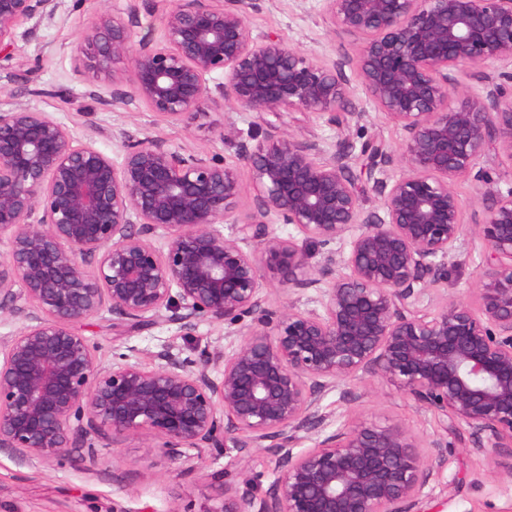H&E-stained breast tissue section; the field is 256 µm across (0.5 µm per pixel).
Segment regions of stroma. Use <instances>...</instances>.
<instances>
[{
	"instance_id": "stroma-1",
	"label": "stroma",
	"mask_w": 512,
	"mask_h": 512,
	"mask_svg": "<svg viewBox=\"0 0 512 512\" xmlns=\"http://www.w3.org/2000/svg\"><path fill=\"white\" fill-rule=\"evenodd\" d=\"M55 22L30 28L18 27L13 53L34 70L33 83H25L10 62H0V108L22 104L50 113L63 123L78 142L96 146L119 157L121 132L148 136L172 149L217 153L234 159L236 148L215 137L225 122H234L242 133L257 131L264 117L257 112L232 108L224 101L208 103L190 127L156 119L137 105L113 103L107 82L77 68L74 49L85 34L94 8L93 0H60ZM174 0H108L107 10L118 18H132L138 34L160 37ZM136 14H129V5ZM254 32H275L291 46L329 57H355L358 41L339 32L326 13L323 0H254L246 13ZM351 89L349 112L341 127L322 118H305L286 112L281 124L301 130L322 143L345 138L361 143L369 138L398 148L403 132L365 95L354 67L345 69ZM477 175L459 179L466 223L478 217L472 201L483 188L479 175L491 177L494 188L512 187V162L497 143H489L477 166ZM84 336L101 346L106 356H129L144 364L156 353L171 348L180 358L199 360L202 354H221L238 339L224 333L223 325L200 322L190 332L162 322L144 331L119 324L112 314L88 319L80 328ZM348 398L339 391L327 393L324 412L345 423L358 416L401 421L423 436L438 429L435 417L407 400L393 387L356 377L345 385ZM448 464L433 484L426 512H512V479L491 476L482 457L473 450L468 431L448 436ZM157 440L141 432L124 438L117 446L98 449L95 458L79 460L69 454L47 463L31 462L15 452H0V512H204L221 504L225 484L240 483L236 451L216 455L202 452L188 461H172L156 447Z\"/></svg>"
}]
</instances>
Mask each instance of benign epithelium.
Here are the masks:
<instances>
[{"label":"benign epithelium","instance_id":"7a95c632","mask_svg":"<svg viewBox=\"0 0 512 512\" xmlns=\"http://www.w3.org/2000/svg\"><path fill=\"white\" fill-rule=\"evenodd\" d=\"M324 2L359 40L355 58L253 33L244 0H175L160 39L95 10L78 48L112 102L162 121L188 126L217 98L266 115L254 147L232 122L218 132L257 186L243 216L236 162L217 153L125 133L114 159L47 112L0 109V311L23 320L0 341V452L44 462L146 431L172 461L229 447L242 469L251 448L276 457L265 495L226 484L207 512H414L448 464L450 428L468 430L491 473L512 478V188L484 181L472 224L456 191L489 142L512 163V0ZM58 8L0 0V59L31 76L12 53L17 28ZM124 58L132 68L118 74ZM351 64L404 133L396 150L374 138L360 147L378 212L351 175L352 143L324 147L279 124L285 112L342 124ZM466 69L480 70L485 100L456 79ZM224 222L241 236L225 237ZM273 224L293 226L320 259ZM464 236L484 261L467 295H449L440 285ZM268 275L290 295L315 289L313 306L265 307ZM104 312L135 330L216 321L233 336L251 324L223 356L190 362L166 348L150 366L109 360L76 332ZM358 376L433 414L435 437L368 418L324 433L323 396ZM312 431L315 448L294 451Z\"/></svg>","mask_w":512,"mask_h":512}]
</instances>
